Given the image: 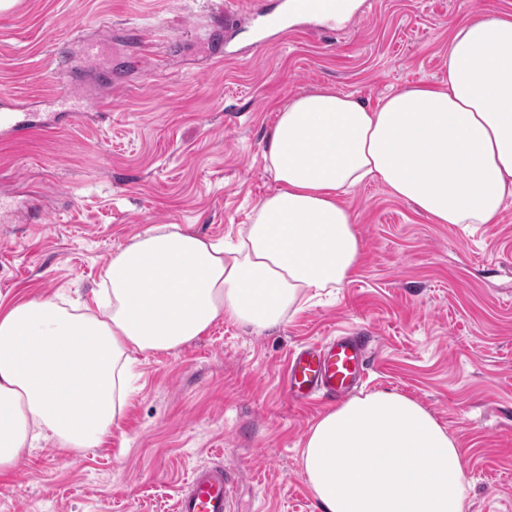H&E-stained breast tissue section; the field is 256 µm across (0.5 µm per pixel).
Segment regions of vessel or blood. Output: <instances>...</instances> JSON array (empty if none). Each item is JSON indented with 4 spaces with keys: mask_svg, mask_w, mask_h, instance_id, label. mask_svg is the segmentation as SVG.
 Listing matches in <instances>:
<instances>
[{
    "mask_svg": "<svg viewBox=\"0 0 512 512\" xmlns=\"http://www.w3.org/2000/svg\"><path fill=\"white\" fill-rule=\"evenodd\" d=\"M283 14L274 26L286 36L296 20L331 14L334 0H281ZM58 112L78 117L87 110L86 99L78 91L59 94ZM51 115L30 109L16 99L0 95V143L21 140L34 131L51 127ZM370 366L368 340L363 336H333L302 345L289 358L283 386L294 403H307L316 397L343 401L360 388ZM233 481L223 462L213 461L193 469L179 488L175 512H231Z\"/></svg>",
    "mask_w": 512,
    "mask_h": 512,
    "instance_id": "1",
    "label": "vessel or blood"
}]
</instances>
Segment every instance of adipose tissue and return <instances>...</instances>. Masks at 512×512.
<instances>
[{
    "label": "adipose tissue",
    "instance_id": "ef3b65f1",
    "mask_svg": "<svg viewBox=\"0 0 512 512\" xmlns=\"http://www.w3.org/2000/svg\"><path fill=\"white\" fill-rule=\"evenodd\" d=\"M448 82L371 106L331 88L292 98L263 160L278 184L236 244L155 224L118 249L93 305L59 295L0 303V474L53 441L96 448L121 418L139 354L174 352L227 321L275 328L357 269L340 198L378 181L437 224H488L512 198V15L451 25ZM302 471L323 512H465L456 438L391 390L308 428Z\"/></svg>",
    "mask_w": 512,
    "mask_h": 512
}]
</instances>
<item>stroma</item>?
<instances>
[{
  "instance_id": "1",
  "label": "stroma",
  "mask_w": 512,
  "mask_h": 512,
  "mask_svg": "<svg viewBox=\"0 0 512 512\" xmlns=\"http://www.w3.org/2000/svg\"><path fill=\"white\" fill-rule=\"evenodd\" d=\"M501 13L512 0H363L259 47L266 19L245 0H16L0 11V93L79 86L112 109L0 144V299L91 296L154 224L235 238L276 188L263 151L292 97L331 87L374 104L447 84L450 25ZM83 39L115 48L111 77L82 59ZM342 202L362 257L335 296L270 330L220 321L139 356L108 440L67 457L40 443L0 475V512H174L214 460L232 471L234 512H322L300 453L329 405L294 406L281 380L299 345L350 330L378 339L364 392L406 395L457 439L468 512H512V200L492 224L433 223L376 181Z\"/></svg>"
}]
</instances>
